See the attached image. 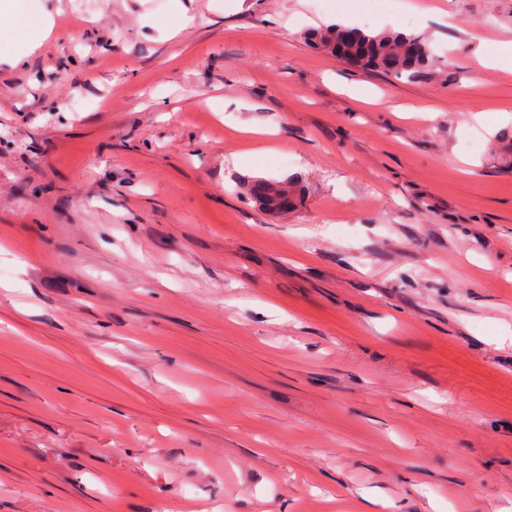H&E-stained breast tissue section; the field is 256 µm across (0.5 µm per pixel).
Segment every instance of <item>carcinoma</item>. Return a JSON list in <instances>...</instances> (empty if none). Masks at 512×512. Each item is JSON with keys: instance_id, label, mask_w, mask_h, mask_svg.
I'll return each instance as SVG.
<instances>
[{"instance_id": "1", "label": "carcinoma", "mask_w": 512, "mask_h": 512, "mask_svg": "<svg viewBox=\"0 0 512 512\" xmlns=\"http://www.w3.org/2000/svg\"><path fill=\"white\" fill-rule=\"evenodd\" d=\"M337 24L313 29L307 33V40L314 46L336 54L333 43L339 35ZM344 58L371 71L390 74L395 77L414 78L432 68L435 58L428 44L421 38L403 32L367 33L355 30L349 41ZM247 193L253 201L274 212L279 210L280 198L288 194L294 201L300 200V188L290 181L272 183L257 178L246 183Z\"/></svg>"}]
</instances>
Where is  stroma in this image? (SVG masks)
I'll return each instance as SVG.
<instances>
[{"label":"stroma","instance_id":"obj_1","mask_svg":"<svg viewBox=\"0 0 512 512\" xmlns=\"http://www.w3.org/2000/svg\"><path fill=\"white\" fill-rule=\"evenodd\" d=\"M10 23L0 512H512V0H14ZM337 23L437 64L303 37ZM253 178L304 201L262 210ZM344 58L360 68L414 78L431 69L435 58L428 44L418 36L403 32L367 33L353 29Z\"/></svg>","mask_w":512,"mask_h":512}]
</instances>
